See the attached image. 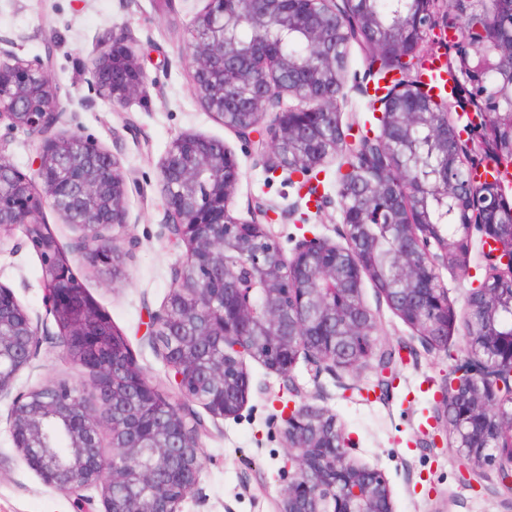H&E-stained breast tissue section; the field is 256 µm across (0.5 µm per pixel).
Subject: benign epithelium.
I'll use <instances>...</instances> for the list:
<instances>
[{
	"label": "benign epithelium",
	"mask_w": 512,
	"mask_h": 512,
	"mask_svg": "<svg viewBox=\"0 0 512 512\" xmlns=\"http://www.w3.org/2000/svg\"><path fill=\"white\" fill-rule=\"evenodd\" d=\"M392 18L369 11L367 0H207L188 27L186 56L195 96L231 128L242 146L272 169L288 170L291 153L314 171L340 154L348 170L338 194L341 246L304 236L291 255L263 222L269 207L241 219L230 211L242 173L235 154L214 140L178 135L159 165L164 188L165 228L186 244L183 268L193 288L177 279L160 309L150 314L146 335L158 351L176 391L162 394L135 362L128 340H113L101 310L82 288L60 302L46 291L45 315L32 316L14 292L0 285V400H10L8 431L13 448L51 490L84 500L80 491L100 490L103 512H183L196 488L204 420L236 418L248 396L246 359L288 376L299 357L316 371L334 372L368 357L376 346L377 321L364 301V279L379 300L432 349L441 348L457 317L448 302L440 270L467 271L473 232L488 249L491 271L473 289L464 320L465 350L445 383L437 419L452 431L464 468L479 474L497 467L500 484L512 489V205L493 184L470 181L462 170L498 163L512 148V124L493 117L512 111V66L500 54L512 52V14L501 0H448L445 26L455 38L443 42L448 62L460 75L457 107L468 116L466 138L448 155L456 129L448 107L408 81L385 106L381 139L328 141L316 123L297 121L300 111H338L336 86L346 78L340 51L354 40L350 28L373 33L362 41L375 56L410 63L419 59L426 31L441 0H391ZM245 22L258 34L242 50L231 28ZM295 34L317 61L314 66L281 51ZM500 73L491 84V71ZM99 95L123 107L142 93L146 77L133 47L101 42L92 64ZM40 110L28 109L34 95ZM294 99L286 105L284 96ZM59 89L47 67L15 53L0 59V124L38 139L31 174L16 169L0 150V239L20 232L31 241L43 223L44 206L58 209L71 195L82 203L83 224L69 261L112 266L118 249L105 234L129 223V182L118 159L97 142L76 133L51 135L63 121ZM444 194L453 203L459 236L429 218L428 204ZM392 219L398 249L393 278L376 264L372 219ZM237 254L236 266L224 262ZM261 287L262 311L234 293L238 270ZM181 305L188 332L164 345L160 331ZM72 336H95L63 348V357L90 374L98 407L88 406L85 382L15 390L19 373L33 367L48 321ZM210 366L213 386L201 391L200 364ZM288 484L277 512H393L391 493L380 472L356 462L353 443L336 416L306 403L283 417ZM62 426L66 451L50 442L49 428ZM108 433L112 454L101 437Z\"/></svg>",
	"instance_id": "7a95c632"
}]
</instances>
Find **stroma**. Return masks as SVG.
Wrapping results in <instances>:
<instances>
[{
    "label": "stroma",
    "mask_w": 512,
    "mask_h": 512,
    "mask_svg": "<svg viewBox=\"0 0 512 512\" xmlns=\"http://www.w3.org/2000/svg\"><path fill=\"white\" fill-rule=\"evenodd\" d=\"M173 4L167 13L155 0H0V48L30 60L50 59L66 112L57 134L91 137L114 154L137 183L129 193L128 226L112 230L122 250L119 272L80 262L73 270L113 329L127 338L146 377L164 392L169 389L167 371L145 332L149 312L164 304L186 252L185 245L169 240L163 226L158 164L175 137L203 135L235 152L242 178L232 213L243 218L256 203L270 205L268 222L285 252H292L305 236L336 239L341 222L339 157H329L318 175L319 202L309 201L307 188L289 182L287 172L268 171L260 157L242 151L233 130L195 98L183 33L205 0ZM109 35L135 45L147 74L143 93L119 109L100 97L91 74L100 42ZM368 62V49L351 43L340 119L342 125L376 131L378 118L354 89L363 82ZM484 270L476 249L468 273L442 270L448 300L459 319L443 351L424 345L387 305L378 303L372 283L364 282L363 298L377 310L378 350L400 352L387 392L377 387L380 373L372 357L332 375L316 373L301 359L286 377L247 361V402L238 418L207 420L200 480L183 512H275L288 460L281 411L300 402L335 414L356 444L355 460L387 480L394 512H512V491L499 483L495 466H485L481 478L465 480L452 435L433 417L444 381L463 355L461 321ZM0 284L11 288L31 312H43L40 260L22 234L0 243ZM82 378V372L62 358L53 331L44 337L34 369L22 371L17 386H52ZM8 408V402L0 403V512H103L98 491H88V503L77 506L72 496L47 488L20 459L7 429Z\"/></svg>",
    "instance_id": "stroma-1"
}]
</instances>
